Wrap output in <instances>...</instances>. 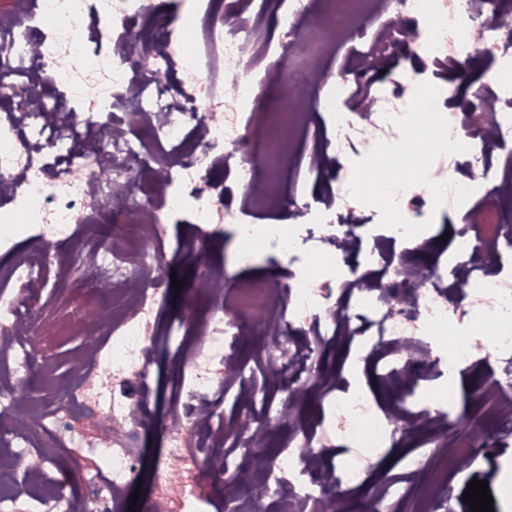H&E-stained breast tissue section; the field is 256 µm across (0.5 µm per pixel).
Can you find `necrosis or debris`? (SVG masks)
Returning a JSON list of instances; mask_svg holds the SVG:
<instances>
[{"label":"necrosis or debris","instance_id":"necrosis-or-debris-1","mask_svg":"<svg viewBox=\"0 0 512 512\" xmlns=\"http://www.w3.org/2000/svg\"><path fill=\"white\" fill-rule=\"evenodd\" d=\"M18 0L0 16V512H117L138 480L139 434L152 417L150 367L166 298L161 261L167 226L187 216L191 239L222 237L232 225L237 264L263 250L288 259V278L238 282L207 268L196 288L207 300L190 314L178 373L143 512H337L338 497L365 481L367 461L404 435V480L381 477L369 512H396L419 479L416 512H452L449 484L481 458L498 462L499 495L512 512V211L485 233L462 226L431 269L418 254L435 241L437 206L461 211L482 193L512 195V0ZM421 17L418 51H407L404 20ZM284 39H277V30ZM355 44L345 75L330 81L336 35ZM483 43L498 73L496 111L444 83L417 85L404 69L448 68ZM84 60L61 70L62 53ZM378 66L401 73L374 85ZM267 63L268 80L315 96L265 110L255 84L227 79L243 62ZM438 102L414 111L415 101ZM427 124L424 182L378 178L357 164L358 146L392 156ZM325 178L308 200L301 174ZM289 207L286 224H253L257 210ZM102 212L122 226L83 249L76 225ZM29 249L17 250L18 242ZM151 271V282L142 274ZM471 282L458 294L455 283ZM112 285L100 297L101 283ZM85 292L96 317L36 311L47 284ZM280 339L262 340L269 321ZM97 340L70 363L68 380L35 401L48 342ZM257 339L253 364L245 340ZM356 339L355 364L391 392L374 407L364 386L321 370L325 348ZM493 359L478 399L496 430L454 454L449 433L467 419L449 385V362ZM314 397L311 423L263 470V503L235 493L284 399ZM232 399L238 422L218 414ZM350 447L345 464L332 450ZM87 459L85 490L62 495V455Z\"/></svg>","mask_w":512,"mask_h":512}]
</instances>
